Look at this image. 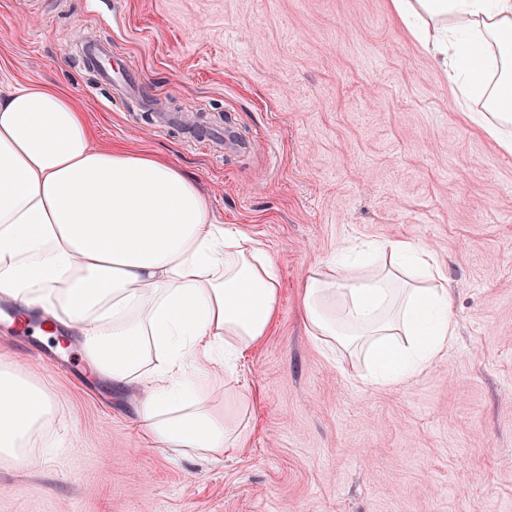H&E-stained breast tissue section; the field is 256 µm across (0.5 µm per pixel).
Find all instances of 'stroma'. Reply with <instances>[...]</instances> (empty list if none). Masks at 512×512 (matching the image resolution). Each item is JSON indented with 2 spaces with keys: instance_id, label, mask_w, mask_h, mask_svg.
I'll list each match as a JSON object with an SVG mask.
<instances>
[{
  "instance_id": "stroma-1",
  "label": "stroma",
  "mask_w": 512,
  "mask_h": 512,
  "mask_svg": "<svg viewBox=\"0 0 512 512\" xmlns=\"http://www.w3.org/2000/svg\"><path fill=\"white\" fill-rule=\"evenodd\" d=\"M90 41L131 63L113 98ZM71 95L99 143L194 177L215 223L278 262L274 325L216 378L249 400L223 459L150 445L131 394L9 337L0 361L56 399L34 459L0 460V512H512V152L455 104L392 0H0V93ZM235 128L247 150L185 142L148 109ZM410 239L437 259L456 334L416 376L374 385L365 356L305 326L308 269L350 241Z\"/></svg>"
}]
</instances>
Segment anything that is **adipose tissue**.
<instances>
[{
	"instance_id": "ef3b65f1",
	"label": "adipose tissue",
	"mask_w": 512,
	"mask_h": 512,
	"mask_svg": "<svg viewBox=\"0 0 512 512\" xmlns=\"http://www.w3.org/2000/svg\"><path fill=\"white\" fill-rule=\"evenodd\" d=\"M474 122L512 149V0H393ZM380 262L362 275L313 265L302 311L324 342L365 352L374 384L422 371L454 337L442 269L405 239L354 243ZM274 257L214 223L199 185L146 151L94 142L63 92L29 84L0 95V297L39 310L83 339L85 362L133 388L147 438L216 459L243 443L240 410L211 405L218 369L266 336L279 302ZM55 400L0 366V460L27 464Z\"/></svg>"
}]
</instances>
